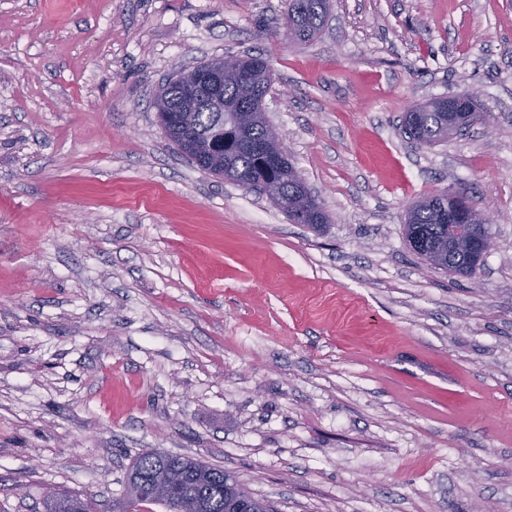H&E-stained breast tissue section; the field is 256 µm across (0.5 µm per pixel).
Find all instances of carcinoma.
<instances>
[{"label": "carcinoma", "instance_id": "obj_1", "mask_svg": "<svg viewBox=\"0 0 512 512\" xmlns=\"http://www.w3.org/2000/svg\"><path fill=\"white\" fill-rule=\"evenodd\" d=\"M329 6L330 0H288L286 27L291 29L293 38L300 42L312 40L321 28ZM228 62L236 64L248 75L254 98L269 92L272 73L263 56L232 57ZM220 94L228 103L248 104L240 80L233 75L224 77ZM155 106L168 140L179 150L199 154L194 162L197 168L218 177L224 175L227 180L260 194L268 190L274 192L270 199L294 224L320 229L329 222V216L317 201L308 205L303 213L296 211L295 204L305 197L306 184L294 178L296 167L290 160L274 166L251 149V145L264 140L266 119L244 126L236 112H215L205 102L191 107L184 82L174 78L164 83ZM447 125L448 112L437 107L432 108L421 128L405 121L410 137L424 146L443 142L442 132ZM453 205L454 198L448 191L414 203L407 211L406 239L411 247L416 242L426 246L428 257L424 261L441 252L446 261L440 268L469 275L480 265L483 253L458 249L454 243L461 237L488 238L490 233L486 228H473L467 224L461 226V237L453 236L450 224L446 222ZM133 467L150 479L162 472L170 473L179 506L189 512H230L238 497L248 499L253 512H271L269 504L253 497L234 476L201 461L156 451L139 455ZM44 509L45 512H100L94 500L61 492L45 496Z\"/></svg>", "mask_w": 512, "mask_h": 512}]
</instances>
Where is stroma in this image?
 <instances>
[{
	"mask_svg": "<svg viewBox=\"0 0 512 512\" xmlns=\"http://www.w3.org/2000/svg\"><path fill=\"white\" fill-rule=\"evenodd\" d=\"M0 0V512H104L158 450L274 512H512V0ZM260 54L264 106L329 216L205 174L153 107L184 68ZM476 93L444 143L412 105ZM491 210L468 277L407 209ZM329 0H289L286 27L291 29L293 38L309 42L319 32L329 12ZM448 125V110L434 107L425 118L423 128L414 125L413 122L405 119V127L410 137L421 145L431 146L444 142L442 138L443 129ZM80 508V511L76 509ZM45 512H99L98 504L92 499L82 498L76 494L56 492L44 498Z\"/></svg>",
	"mask_w": 512,
	"mask_h": 512,
	"instance_id": "1",
	"label": "stroma"
}]
</instances>
